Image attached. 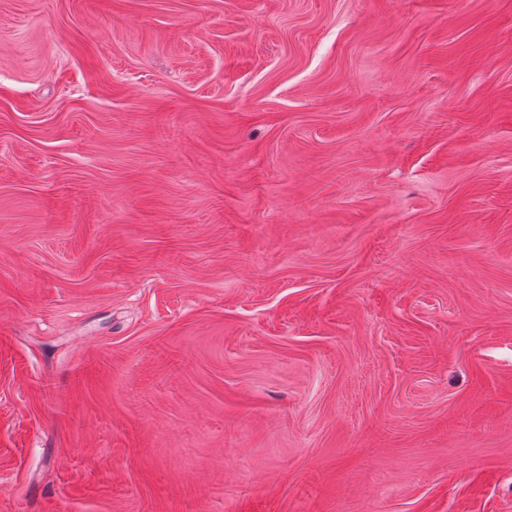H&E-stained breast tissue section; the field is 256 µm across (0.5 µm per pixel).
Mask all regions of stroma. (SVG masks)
<instances>
[{"label":"stroma","instance_id":"1","mask_svg":"<svg viewBox=\"0 0 512 512\" xmlns=\"http://www.w3.org/2000/svg\"><path fill=\"white\" fill-rule=\"evenodd\" d=\"M0 512H512V0H0Z\"/></svg>","mask_w":512,"mask_h":512}]
</instances>
